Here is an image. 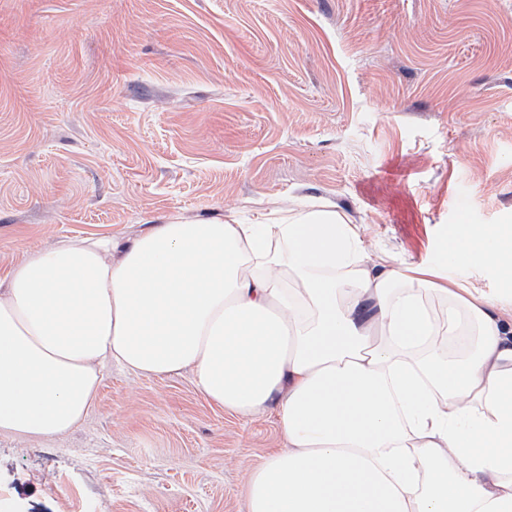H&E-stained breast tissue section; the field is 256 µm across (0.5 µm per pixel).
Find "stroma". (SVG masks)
Returning a JSON list of instances; mask_svg holds the SVG:
<instances>
[{
    "label": "stroma",
    "instance_id": "obj_1",
    "mask_svg": "<svg viewBox=\"0 0 512 512\" xmlns=\"http://www.w3.org/2000/svg\"><path fill=\"white\" fill-rule=\"evenodd\" d=\"M332 205L375 261L512 226V0H0V278L94 233ZM471 285L512 308V282ZM274 410L109 365L51 439L0 432V512H248Z\"/></svg>",
    "mask_w": 512,
    "mask_h": 512
}]
</instances>
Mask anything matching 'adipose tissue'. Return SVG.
<instances>
[{
  "label": "adipose tissue",
  "instance_id": "adipose-tissue-1",
  "mask_svg": "<svg viewBox=\"0 0 512 512\" xmlns=\"http://www.w3.org/2000/svg\"><path fill=\"white\" fill-rule=\"evenodd\" d=\"M441 249L377 263L356 225L305 209L152 224L117 260L108 236L36 251L0 280V432H70L108 363L189 368L220 407H278L288 449L250 473L248 512H512V318L448 275L511 281L512 227Z\"/></svg>",
  "mask_w": 512,
  "mask_h": 512
}]
</instances>
